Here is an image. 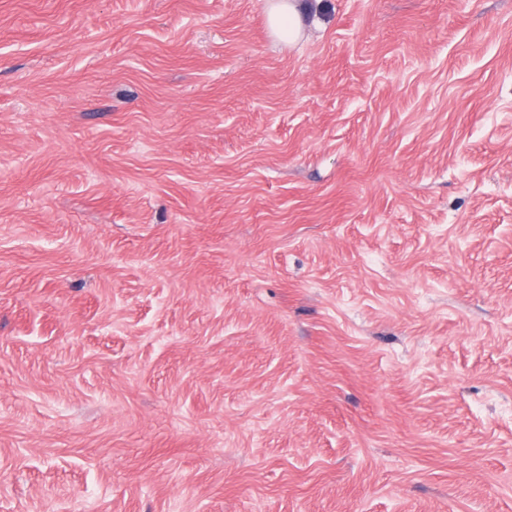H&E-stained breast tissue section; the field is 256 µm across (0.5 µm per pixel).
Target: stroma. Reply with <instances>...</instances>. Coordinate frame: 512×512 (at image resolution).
I'll use <instances>...</instances> for the list:
<instances>
[{"instance_id": "obj_1", "label": "stroma", "mask_w": 512, "mask_h": 512, "mask_svg": "<svg viewBox=\"0 0 512 512\" xmlns=\"http://www.w3.org/2000/svg\"><path fill=\"white\" fill-rule=\"evenodd\" d=\"M0 0V512H512V0ZM267 20L272 33L281 41H295L302 30L308 5L305 0H273Z\"/></svg>"}]
</instances>
